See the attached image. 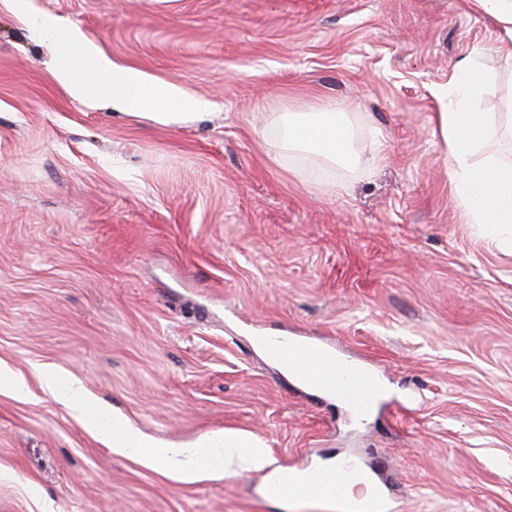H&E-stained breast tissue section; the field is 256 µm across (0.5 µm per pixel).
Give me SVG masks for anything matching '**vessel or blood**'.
<instances>
[{"instance_id": "b4317fda", "label": "vessel or blood", "mask_w": 512, "mask_h": 512, "mask_svg": "<svg viewBox=\"0 0 512 512\" xmlns=\"http://www.w3.org/2000/svg\"><path fill=\"white\" fill-rule=\"evenodd\" d=\"M269 352L305 385L316 391L340 399L354 411L374 398L375 379L361 372L357 365L341 360L329 343H312L292 336H273L269 339ZM360 461L327 466H307L303 480H296L297 472L283 469L267 476L262 484L265 497L279 499L285 496L308 495L330 499L362 471ZM396 501L386 482H379L376 493L361 500L354 512H395Z\"/></svg>"}]
</instances>
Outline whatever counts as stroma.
<instances>
[{"instance_id":"1","label":"stroma","mask_w":512,"mask_h":512,"mask_svg":"<svg viewBox=\"0 0 512 512\" xmlns=\"http://www.w3.org/2000/svg\"><path fill=\"white\" fill-rule=\"evenodd\" d=\"M72 27L207 114L73 97ZM505 36L479 0H0V512H337L205 451L189 483L114 454L47 374L159 441L242 430L279 468L381 464L399 512H512V254L457 205L435 124L479 60L472 159L512 161ZM329 103L362 168L269 139ZM281 332L369 362L408 411L320 398L254 342Z\"/></svg>"}]
</instances>
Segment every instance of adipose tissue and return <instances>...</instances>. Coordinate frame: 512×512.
<instances>
[{"mask_svg":"<svg viewBox=\"0 0 512 512\" xmlns=\"http://www.w3.org/2000/svg\"><path fill=\"white\" fill-rule=\"evenodd\" d=\"M71 61L63 63L59 75L68 80L74 97L84 98L98 93L111 95L114 103L133 112L151 110L164 119L180 121L187 112L205 109L203 100L184 99L175 86L158 87L142 74L113 63L94 46L85 43L78 31L66 35ZM81 69L83 78L71 77L72 69ZM486 78L475 63L456 72L457 93L447 111L438 113L436 124L448 145L452 160L451 178L455 197L470 223L486 230L490 240L503 249L512 250V169L497 159L475 163L470 159L473 144L486 134L482 113L471 111V91ZM277 130L286 148H305L330 163L349 167L358 158L351 148V133L345 113L327 105L313 112L282 113ZM45 385L54 397L75 417L97 431L116 454H135L143 463L176 474L185 482L195 481L200 469L194 461L192 447L155 442L129 426L120 416L111 424L101 425L81 383L59 382L46 378ZM204 446L216 451L224 461V471L234 474L270 466L267 450L246 434L227 430L207 437Z\"/></svg>","mask_w":512,"mask_h":512,"instance_id":"obj_1","label":"adipose tissue"}]
</instances>
